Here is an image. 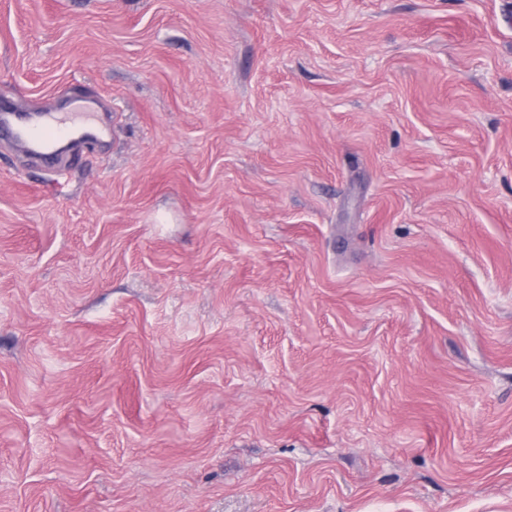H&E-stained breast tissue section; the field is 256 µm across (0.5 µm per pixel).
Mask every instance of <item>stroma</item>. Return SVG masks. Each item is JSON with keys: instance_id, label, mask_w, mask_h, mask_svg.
Instances as JSON below:
<instances>
[{"instance_id": "obj_1", "label": "stroma", "mask_w": 512, "mask_h": 512, "mask_svg": "<svg viewBox=\"0 0 512 512\" xmlns=\"http://www.w3.org/2000/svg\"><path fill=\"white\" fill-rule=\"evenodd\" d=\"M0 512H512V0H0ZM66 112V113H45V119L54 121V124H47L44 120L33 124L29 116L16 113L6 105H1L0 128L10 131L12 137L27 147L43 149L46 145L44 133L52 130L57 138H64L72 135L78 129H84L96 124L98 117L95 112Z\"/></svg>"}]
</instances>
